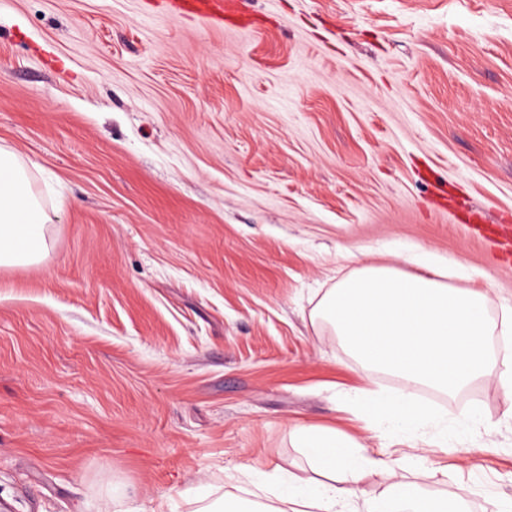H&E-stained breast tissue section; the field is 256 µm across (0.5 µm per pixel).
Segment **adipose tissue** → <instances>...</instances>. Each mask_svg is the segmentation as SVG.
Instances as JSON below:
<instances>
[{"mask_svg":"<svg viewBox=\"0 0 512 512\" xmlns=\"http://www.w3.org/2000/svg\"><path fill=\"white\" fill-rule=\"evenodd\" d=\"M50 216L41 208L16 155L0 148V267H22L40 262L47 251L45 226ZM365 409L380 421L416 429L430 419L412 396L391 398L365 391ZM299 448L321 472L340 474V483H321L279 469L259 476L271 500L266 512H344L350 502L365 497L359 484L362 472L393 474L391 458L370 455L366 447L332 428L300 427ZM368 512H457L453 495L430 498L418 485L401 479L387 494L375 499Z\"/></svg>","mask_w":512,"mask_h":512,"instance_id":"ef3b65f1","label":"adipose tissue"}]
</instances>
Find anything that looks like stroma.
<instances>
[{
  "label": "stroma",
  "instance_id": "1",
  "mask_svg": "<svg viewBox=\"0 0 512 512\" xmlns=\"http://www.w3.org/2000/svg\"><path fill=\"white\" fill-rule=\"evenodd\" d=\"M160 2L0 0V147L53 217L0 268V512L245 506L310 470L300 426L512 505L502 353L416 389L438 418L408 437L356 396L405 384L317 315L378 261L512 308V0H237L221 28Z\"/></svg>",
  "mask_w": 512,
  "mask_h": 512
}]
</instances>
